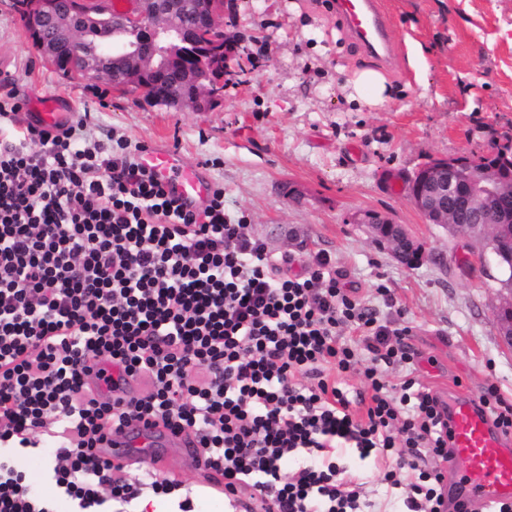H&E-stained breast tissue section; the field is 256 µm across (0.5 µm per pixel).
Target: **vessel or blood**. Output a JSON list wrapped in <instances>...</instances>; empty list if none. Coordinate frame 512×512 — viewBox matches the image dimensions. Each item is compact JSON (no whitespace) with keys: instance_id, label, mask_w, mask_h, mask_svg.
<instances>
[{"instance_id":"obj_1","label":"vessel or blood","mask_w":512,"mask_h":512,"mask_svg":"<svg viewBox=\"0 0 512 512\" xmlns=\"http://www.w3.org/2000/svg\"><path fill=\"white\" fill-rule=\"evenodd\" d=\"M334 9L363 50L386 61L390 23L379 0H334ZM140 161L186 208L201 207L208 200L212 184L202 167L184 164L177 151L150 148ZM444 406L452 434L445 470L454 499L476 505L482 512L494 503L512 500V440L492 425L477 399L452 396ZM128 435L110 437L104 454L113 463L129 462L133 449Z\"/></svg>"}]
</instances>
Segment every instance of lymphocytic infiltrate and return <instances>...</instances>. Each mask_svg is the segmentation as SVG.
I'll list each match as a JSON object with an SVG mask.
<instances>
[{"label": "lymphocytic infiltrate", "instance_id": "1", "mask_svg": "<svg viewBox=\"0 0 512 512\" xmlns=\"http://www.w3.org/2000/svg\"><path fill=\"white\" fill-rule=\"evenodd\" d=\"M0 101V445L56 430L53 493L33 492L0 461V512H77L137 498V482L99 449L136 421L194 435L225 497L264 512H364L336 461L351 441L400 486L407 512H444L439 461L451 437L441 400L381 365L412 364L410 326L380 324L328 258L285 272L224 212V190L184 208L124 143H88L75 126L20 125ZM369 339L356 391L341 376ZM135 383L142 395L116 396ZM317 463L284 474L300 451ZM343 339L347 341L348 343L352 344L353 346H356L359 353V362L356 365V368L354 371H351L350 373H347L343 376V379L349 384L356 388L362 389V376L361 372L365 369L366 366L370 364L369 357L370 354L368 351L364 348V344L361 342V337L358 335L357 332H354L349 327L343 328L342 331Z\"/></svg>", "mask_w": 512, "mask_h": 512}]
</instances>
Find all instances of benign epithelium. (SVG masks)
<instances>
[{
    "label": "benign epithelium",
    "mask_w": 512,
    "mask_h": 512,
    "mask_svg": "<svg viewBox=\"0 0 512 512\" xmlns=\"http://www.w3.org/2000/svg\"><path fill=\"white\" fill-rule=\"evenodd\" d=\"M140 5L125 13L120 23H112V11L106 0H24L25 33L36 43L49 61L69 57L68 48L88 31L106 40L102 51L109 53L110 63L95 53L91 45L79 56L83 72L96 77L106 74L121 84H138L157 68L162 60L176 53V49L194 41L195 30L180 23L170 25L172 17L183 4L180 0H139ZM238 43H208L206 50L196 56L193 64L180 72V81L193 86L192 95L178 93L170 99L183 107L204 112L224 95L221 83L202 84L197 68L220 67L231 74L229 53ZM464 162L455 156L438 158L420 168L411 179L410 198L414 206L431 224L453 223V211L448 201L461 192V170ZM471 188L465 205L477 216L479 236L489 237L502 225L512 223V179L500 176L496 168H479L470 175ZM362 223L369 226L375 240L388 245L395 258L415 264L422 257V247L400 224H394L378 213H367ZM480 263L492 264L498 273H511L502 287H512V254L497 250H477ZM495 319L502 334L503 344L512 349V300L495 310Z\"/></svg>",
    "instance_id": "1"
}]
</instances>
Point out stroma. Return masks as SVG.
Here are the masks:
<instances>
[{
  "label": "stroma",
  "instance_id": "1",
  "mask_svg": "<svg viewBox=\"0 0 512 512\" xmlns=\"http://www.w3.org/2000/svg\"><path fill=\"white\" fill-rule=\"evenodd\" d=\"M381 2L391 23L393 61L383 71L391 98L375 110L347 98V79L374 62L331 0H235L219 28L255 60L205 112L150 104L105 78L65 79L27 38L13 0H0V99L17 93L23 124L36 119V102L59 98L64 123L90 140L168 144L223 187L225 212L246 217L250 235L290 258L292 272L330 258L382 323L412 328L413 365L386 367L388 384L411 372L436 395L477 397L493 383L512 402V350L494 321L499 290L465 240L428 223L408 186L429 160L486 153L512 132V0ZM410 38L424 50V89L407 60ZM368 211L404 225L425 249L422 263L404 266L376 245L362 223ZM37 440L34 448L0 447V458L45 491L52 440ZM169 446L164 475L180 482L179 496L147 492L123 512H176L182 496L193 512H232L223 494L204 491L198 465L181 462L177 441ZM336 455L371 512H405L416 471L404 470L393 489L381 463L360 459L354 443Z\"/></svg>",
  "mask_w": 512,
  "mask_h": 512
}]
</instances>
